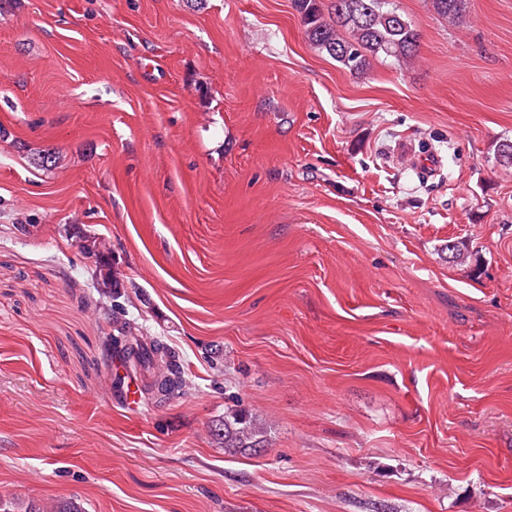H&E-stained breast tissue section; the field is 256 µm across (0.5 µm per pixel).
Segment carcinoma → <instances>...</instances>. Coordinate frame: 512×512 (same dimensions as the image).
Listing matches in <instances>:
<instances>
[{"mask_svg":"<svg viewBox=\"0 0 512 512\" xmlns=\"http://www.w3.org/2000/svg\"><path fill=\"white\" fill-rule=\"evenodd\" d=\"M311 46L327 53L345 68L361 73L372 57L384 55L411 61L417 55L420 36L389 0H293ZM432 9L454 23L464 21L466 0H430ZM135 345L112 340L113 349L125 362L146 373L147 394L167 397L186 386L179 357L157 340L133 337ZM224 442V450L259 452L267 447L263 424L241 412L224 414L210 428Z\"/></svg>","mask_w":512,"mask_h":512,"instance_id":"cac0c4a2","label":"carcinoma"}]
</instances>
